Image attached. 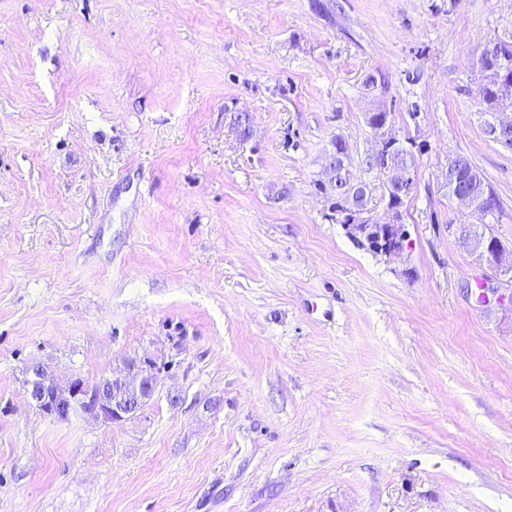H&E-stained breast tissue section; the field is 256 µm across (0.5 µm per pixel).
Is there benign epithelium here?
Returning a JSON list of instances; mask_svg holds the SVG:
<instances>
[{
	"label": "benign epithelium",
	"instance_id": "1",
	"mask_svg": "<svg viewBox=\"0 0 512 512\" xmlns=\"http://www.w3.org/2000/svg\"><path fill=\"white\" fill-rule=\"evenodd\" d=\"M392 124L384 120L370 129L375 135L374 151L384 148L405 150L407 146L390 132ZM347 236L387 260L400 259L409 248V231L405 224H376L370 212L354 209L336 214ZM512 249L505 248L497 238L484 232L477 237L470 255L482 266L491 270L499 283L512 285ZM30 400L47 414L60 421L84 415L104 423L120 422L137 413L140 406L151 399L155 392L157 361L151 357L126 358L122 366L102 375L93 384L76 375L70 380L66 396H51L53 380L48 371L35 363L29 368Z\"/></svg>",
	"mask_w": 512,
	"mask_h": 512
}]
</instances>
